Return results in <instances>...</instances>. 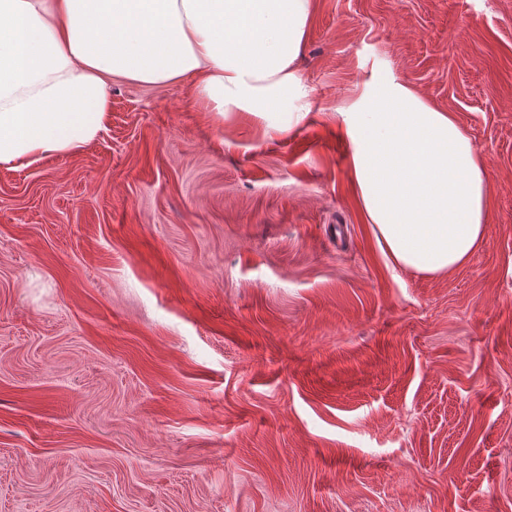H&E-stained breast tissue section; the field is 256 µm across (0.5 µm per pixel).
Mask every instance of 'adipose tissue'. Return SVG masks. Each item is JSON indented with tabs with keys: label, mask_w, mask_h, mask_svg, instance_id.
I'll list each match as a JSON object with an SVG mask.
<instances>
[{
	"label": "adipose tissue",
	"mask_w": 512,
	"mask_h": 512,
	"mask_svg": "<svg viewBox=\"0 0 512 512\" xmlns=\"http://www.w3.org/2000/svg\"><path fill=\"white\" fill-rule=\"evenodd\" d=\"M311 13L312 0H0V169L82 153L109 123L116 80L189 78L220 121L297 129L312 110L295 68ZM336 117L385 256L431 275L467 264L489 180L455 115L380 63Z\"/></svg>",
	"instance_id": "obj_1"
}]
</instances>
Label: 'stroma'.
Here are the masks:
<instances>
[{"label": "stroma", "instance_id": "stroma-1", "mask_svg": "<svg viewBox=\"0 0 512 512\" xmlns=\"http://www.w3.org/2000/svg\"><path fill=\"white\" fill-rule=\"evenodd\" d=\"M388 64L483 152L464 266L394 267L336 112ZM313 108L112 84L0 169V512H512V0H313Z\"/></svg>", "mask_w": 512, "mask_h": 512}]
</instances>
